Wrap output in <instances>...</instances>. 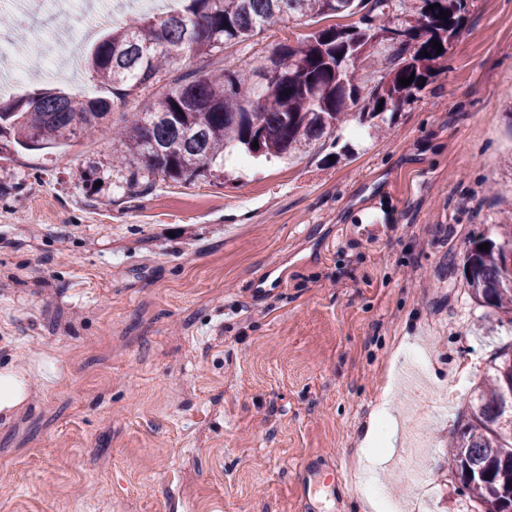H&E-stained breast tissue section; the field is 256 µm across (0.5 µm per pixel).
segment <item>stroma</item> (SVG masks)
<instances>
[{
	"label": "stroma",
	"instance_id": "1",
	"mask_svg": "<svg viewBox=\"0 0 512 512\" xmlns=\"http://www.w3.org/2000/svg\"><path fill=\"white\" fill-rule=\"evenodd\" d=\"M468 9L446 67L383 131L353 118L284 162L136 194L105 134L0 149V369L27 363L30 385L0 411V512H373L375 478L398 512H465L448 442L512 345L505 326L477 334L488 310L460 266L512 222V0ZM132 15L8 12L0 38L26 39L31 74L9 98L96 94L84 31ZM317 28L295 19L184 69L238 70ZM62 39L79 50L45 74ZM266 268L282 287L254 288ZM380 407L401 448L427 412L425 497L400 455L377 474L362 457Z\"/></svg>",
	"mask_w": 512,
	"mask_h": 512
}]
</instances>
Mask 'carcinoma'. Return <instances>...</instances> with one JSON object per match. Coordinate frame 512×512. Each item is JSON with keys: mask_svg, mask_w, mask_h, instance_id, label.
<instances>
[{"mask_svg": "<svg viewBox=\"0 0 512 512\" xmlns=\"http://www.w3.org/2000/svg\"><path fill=\"white\" fill-rule=\"evenodd\" d=\"M468 0H182L164 16L142 14L100 38L87 68L100 93L36 90L0 103V142L24 149L57 147L101 128L116 107L158 83L185 58L212 56L294 18H336L338 23L271 55H257L246 69L218 76L186 73L167 88L157 106L133 115L115 135L117 153L136 155L131 189L153 179L192 183L211 174L224 158L243 154L266 159L293 156L338 131L351 114L359 121L396 112L422 97L448 60L468 14ZM449 14L448 20L438 17ZM357 17L343 24L341 20ZM443 46L442 52L432 46ZM429 56H424V53ZM384 55L383 75L364 97L358 73L365 62ZM414 77L408 86L399 79ZM258 147H253V142ZM487 243L489 250L478 246ZM512 225L497 238L472 240L463 255L469 296L490 307L491 326L512 324ZM469 418L452 440L451 470L472 477L464 483L472 512H506L512 488V351L489 365Z\"/></svg>", "mask_w": 512, "mask_h": 512, "instance_id": "1", "label": "carcinoma"}]
</instances>
